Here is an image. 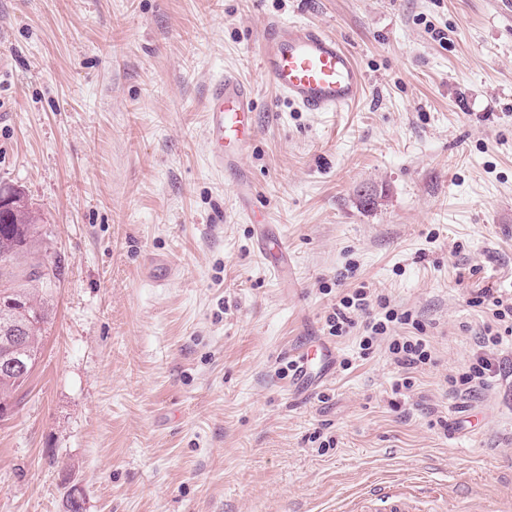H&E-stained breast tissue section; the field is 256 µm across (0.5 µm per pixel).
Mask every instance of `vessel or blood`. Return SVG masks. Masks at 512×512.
Listing matches in <instances>:
<instances>
[{
  "label": "vessel or blood",
  "mask_w": 512,
  "mask_h": 512,
  "mask_svg": "<svg viewBox=\"0 0 512 512\" xmlns=\"http://www.w3.org/2000/svg\"><path fill=\"white\" fill-rule=\"evenodd\" d=\"M259 66L290 104L306 112H340L353 105L364 79L351 52L335 36L302 22H270L262 35ZM206 135L212 164L237 167L258 133L254 91L236 73L216 76L206 91ZM336 357L326 345L300 350L293 363L300 382L323 374ZM415 496L398 482L367 491L349 512H415Z\"/></svg>",
  "instance_id": "vessel-or-blood-1"
}]
</instances>
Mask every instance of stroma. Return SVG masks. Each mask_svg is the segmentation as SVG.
<instances>
[{"mask_svg": "<svg viewBox=\"0 0 512 512\" xmlns=\"http://www.w3.org/2000/svg\"><path fill=\"white\" fill-rule=\"evenodd\" d=\"M274 20L336 36L362 97H279L258 65ZM227 70L255 92L241 167L283 276L209 161L205 89ZM1 180L60 274L0 419V512H344L405 479L417 512H512V335L506 378L466 398L447 381L476 296L512 290V0H0ZM361 285L414 312L434 365L329 337ZM325 341L351 368L296 394L293 353Z\"/></svg>", "mask_w": 512, "mask_h": 512, "instance_id": "stroma-1", "label": "stroma"}]
</instances>
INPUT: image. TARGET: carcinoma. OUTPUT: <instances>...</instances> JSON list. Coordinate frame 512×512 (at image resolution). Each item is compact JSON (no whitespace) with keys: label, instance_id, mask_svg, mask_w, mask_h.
<instances>
[{"label":"carcinoma","instance_id":"1","mask_svg":"<svg viewBox=\"0 0 512 512\" xmlns=\"http://www.w3.org/2000/svg\"><path fill=\"white\" fill-rule=\"evenodd\" d=\"M0 195L13 198L12 207L0 212V302L11 298L23 301L33 322L27 324L23 316L20 322L27 325L28 347L38 350L44 327L52 319V310L26 284L50 277L38 242L37 224L42 218L20 187L0 182ZM24 384L14 374L0 369V418L14 410L15 395Z\"/></svg>","mask_w":512,"mask_h":512}]
</instances>
